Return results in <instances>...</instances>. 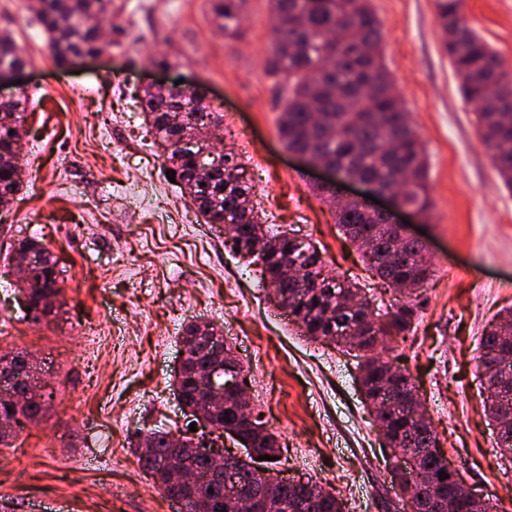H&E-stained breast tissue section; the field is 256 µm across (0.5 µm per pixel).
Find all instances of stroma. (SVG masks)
<instances>
[{"instance_id":"obj_1","label":"stroma","mask_w":512,"mask_h":512,"mask_svg":"<svg viewBox=\"0 0 512 512\" xmlns=\"http://www.w3.org/2000/svg\"><path fill=\"white\" fill-rule=\"evenodd\" d=\"M114 0L99 56L58 67L30 0L0 5V32L22 51L30 108L25 186L0 210V350L45 363L54 397L39 424L0 447V505L9 512H178L140 470L142 430H185L173 395L178 338L202 317L222 327L250 380V400L278 434L284 478L335 489L343 512H402L352 354L301 335L268 302L249 260L227 245L171 183L147 131L141 86L183 81L220 102L212 140L237 155L264 223L316 243L324 270L395 293L364 263L278 135L280 104L264 72L273 38L267 0H246L238 38L212 0ZM384 62L428 156L433 208L422 224L434 277L419 319L382 356L412 376L439 445L492 512H512V461L496 446L478 369L483 330L512 309V192L506 190L442 49L435 0H371ZM463 15L512 73V0H464ZM170 62L158 71L155 60ZM39 240L57 261L64 306L51 323L17 301L3 252ZM96 336L87 366L71 340Z\"/></svg>"}]
</instances>
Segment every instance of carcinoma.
I'll return each mask as SVG.
<instances>
[{
    "instance_id": "carcinoma-1",
    "label": "carcinoma",
    "mask_w": 512,
    "mask_h": 512,
    "mask_svg": "<svg viewBox=\"0 0 512 512\" xmlns=\"http://www.w3.org/2000/svg\"><path fill=\"white\" fill-rule=\"evenodd\" d=\"M275 21L274 37L266 61V74L276 78L278 96L283 99L278 121L286 149L309 155L335 168L341 177H360L394 190L400 199L424 212L433 208L428 182L425 149L409 123L400 98L386 69L382 53L381 24L370 0H268ZM245 0H216L215 13L224 34L236 36ZM437 17L443 34V50L460 81L464 100L473 106L482 143L490 151L495 169L506 189H512V75L503 68L498 53L464 20L463 0H437ZM32 10L48 39L52 58L65 66L79 56L100 51L96 27L99 16L112 11V0H34ZM26 64V59L7 32L0 33V68ZM148 128L163 148L167 169L208 224L233 226L239 241V255L261 266L262 284L275 306L284 311L306 336L364 352L358 381L369 407H376L390 389L402 407L378 412L374 421L386 430L394 451L414 454L416 463L429 474V481L416 483L399 476L409 512H434L437 502L445 512H487L479 503L463 496L439 472L448 461L431 449L438 441L431 421L413 416L411 377L393 363L371 354L376 337H405L414 328L419 304L417 292L432 277V263L419 240L402 248L394 263L385 261L392 237L380 215H368L354 206L335 210L336 226L346 240L358 235L368 240L363 250L369 270L391 287L406 286L408 293L386 311L376 312V301L363 295L354 301L359 282L345 288L323 274L320 249L311 242L298 241L287 230L273 232L261 222L252 205L253 185L245 167L208 161L200 165L196 150L187 141L222 120L203 106L199 90L175 89L165 93L151 89L139 97ZM182 121L176 122L177 113ZM27 120V96L21 94L9 111L0 112V207H6L22 190L23 171L16 164L21 136ZM264 245L257 246L258 242ZM31 252L37 262L19 267L17 256ZM298 259L306 269L309 283L284 276V257ZM10 261L16 266V288L31 308L33 320L57 316V261L41 244L31 239L14 243ZM200 321L182 328L179 339L184 364L175 372V392L183 405L206 408L199 388L197 368L209 361L202 349ZM512 342V311L499 317L485 330L479 345L480 365ZM34 364L22 352H0V381L13 382L21 399L0 395V421L10 420L13 428L0 431V446L7 447L20 431L44 417L47 399L40 391H27ZM487 409L498 429L496 446L512 455V389H499L485 382ZM215 426L238 429L242 440L259 455H278L277 436L259 411L247 422L233 405L210 414ZM230 422H225V418ZM193 443L186 433L150 429L137 435L134 454L139 468L151 477L160 493L171 499L180 495L182 512H235L224 500V481L211 473L206 454L185 452ZM151 449L143 455L142 447ZM180 460L198 472L193 487L176 492L170 485L166 463ZM224 468L241 476L260 494L247 465L233 458ZM271 505L276 512H342V503L332 491L318 483L310 486L284 485L275 492Z\"/></svg>"
}]
</instances>
